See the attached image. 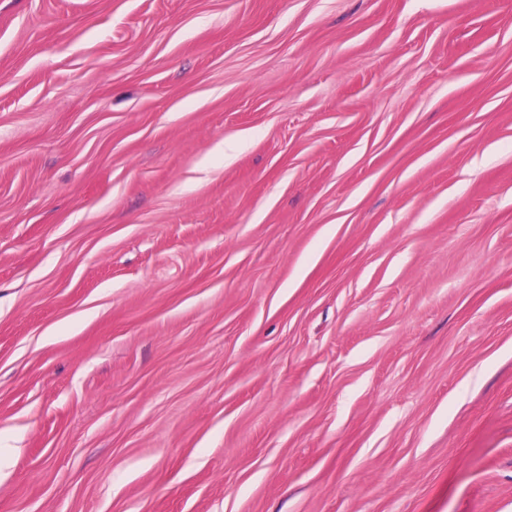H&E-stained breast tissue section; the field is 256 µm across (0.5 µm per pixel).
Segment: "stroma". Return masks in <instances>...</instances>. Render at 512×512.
<instances>
[{
    "label": "stroma",
    "mask_w": 512,
    "mask_h": 512,
    "mask_svg": "<svg viewBox=\"0 0 512 512\" xmlns=\"http://www.w3.org/2000/svg\"><path fill=\"white\" fill-rule=\"evenodd\" d=\"M0 512H512V0H0Z\"/></svg>",
    "instance_id": "stroma-1"
}]
</instances>
